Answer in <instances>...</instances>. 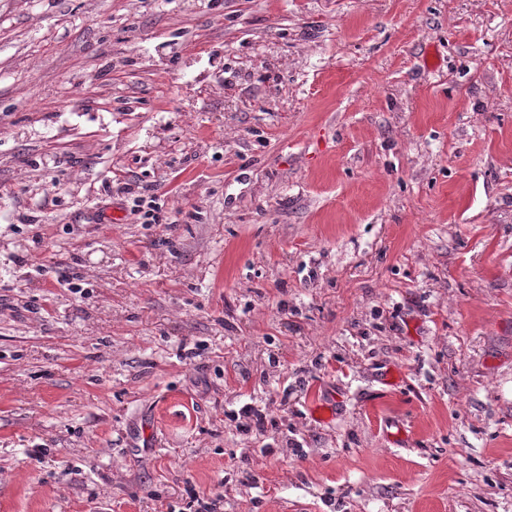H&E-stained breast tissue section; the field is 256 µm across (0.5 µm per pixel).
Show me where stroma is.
<instances>
[{
	"mask_svg": "<svg viewBox=\"0 0 512 512\" xmlns=\"http://www.w3.org/2000/svg\"><path fill=\"white\" fill-rule=\"evenodd\" d=\"M197 492L512 512V0H0V512ZM123 195L125 206L129 213L142 219L141 224H156L159 222L157 200L158 188L153 185L125 183Z\"/></svg>",
	"mask_w": 512,
	"mask_h": 512,
	"instance_id": "35a3bbf8",
	"label": "stroma"
}]
</instances>
